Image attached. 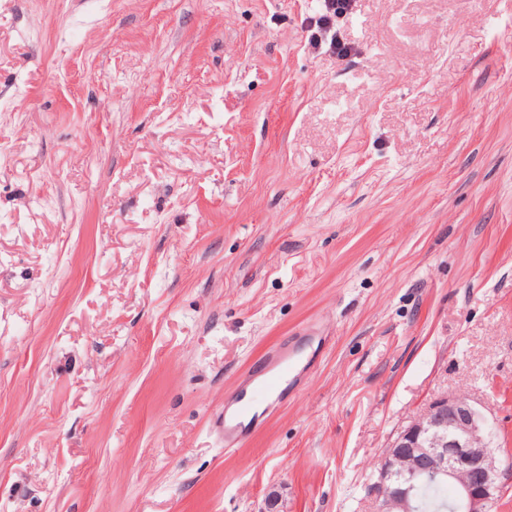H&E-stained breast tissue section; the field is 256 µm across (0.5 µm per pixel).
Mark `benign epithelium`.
<instances>
[{"label":"benign epithelium","instance_id":"benign-epithelium-1","mask_svg":"<svg viewBox=\"0 0 512 512\" xmlns=\"http://www.w3.org/2000/svg\"><path fill=\"white\" fill-rule=\"evenodd\" d=\"M496 432L477 404L464 396L430 401L384 449L368 496L377 512H415L423 480L448 479L457 487L453 512H493L503 492Z\"/></svg>","mask_w":512,"mask_h":512}]
</instances>
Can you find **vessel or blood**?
<instances>
[{"label": "vessel or blood", "mask_w": 512, "mask_h": 512, "mask_svg": "<svg viewBox=\"0 0 512 512\" xmlns=\"http://www.w3.org/2000/svg\"><path fill=\"white\" fill-rule=\"evenodd\" d=\"M309 333L301 332L289 342L271 347L262 356L257 368L249 371L227 398L233 414L224 417V446L232 449L246 444L255 418L253 410L259 401H278L289 383L298 374L296 351L309 342Z\"/></svg>", "instance_id": "vessel-or-blood-1"}]
</instances>
